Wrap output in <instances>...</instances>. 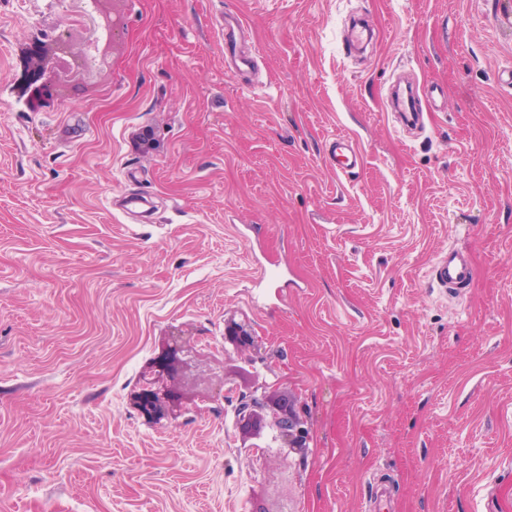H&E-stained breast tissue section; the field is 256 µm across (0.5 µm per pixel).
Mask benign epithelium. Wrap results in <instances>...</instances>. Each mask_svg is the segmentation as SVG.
I'll use <instances>...</instances> for the list:
<instances>
[{
	"mask_svg": "<svg viewBox=\"0 0 512 512\" xmlns=\"http://www.w3.org/2000/svg\"><path fill=\"white\" fill-rule=\"evenodd\" d=\"M70 2L78 4L77 15L89 32L83 48H76L65 33H39L23 46L18 59V89L26 100L38 106L51 103L59 87L84 83L88 71L102 60L101 35L112 36V23L98 9V0ZM203 342V336L173 332L158 344L150 365L130 394L132 407L147 424H176L185 414L218 402L230 393L226 388L227 377L219 375L197 392L193 407H187L183 399L185 388L194 385L197 376L217 359L215 353L202 347ZM224 342L236 348H251L255 346V336L244 325L233 322L224 330ZM235 415L245 447L252 449L258 462L266 461L271 448L286 457L306 447L307 430L301 407L286 392L278 393L261 383L241 399Z\"/></svg>",
	"mask_w": 512,
	"mask_h": 512,
	"instance_id": "obj_1",
	"label": "benign epithelium"
}]
</instances>
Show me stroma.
Instances as JSON below:
<instances>
[{
    "label": "stroma",
    "mask_w": 512,
    "mask_h": 512,
    "mask_svg": "<svg viewBox=\"0 0 512 512\" xmlns=\"http://www.w3.org/2000/svg\"><path fill=\"white\" fill-rule=\"evenodd\" d=\"M105 8L107 66L32 112L19 48L80 33L65 0H0V512H512V0ZM229 15L255 61L236 74ZM402 76L434 89L415 130L388 109ZM451 251L458 294L431 279ZM228 318L259 348L225 368L311 432L261 473L241 376L178 427L126 405L161 333L218 347ZM245 23L238 16L224 19V63L230 71H241L252 65V57L243 54L238 43L242 35L247 34ZM333 159L337 174H353L359 166V149L354 139L348 135H337L333 139ZM434 280L443 288H467L473 277V266L467 255L455 253L442 258L432 270Z\"/></svg>",
    "instance_id": "obj_1"
}]
</instances>
